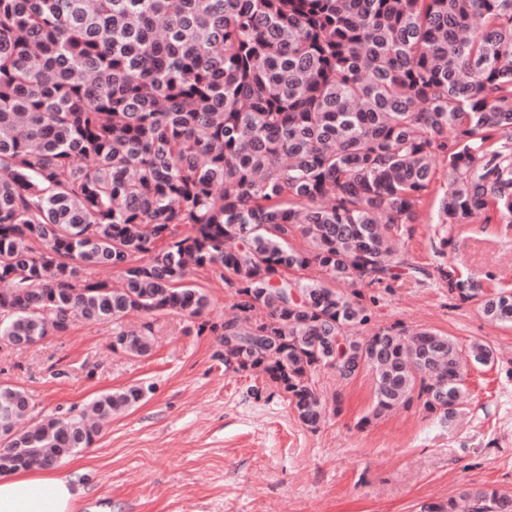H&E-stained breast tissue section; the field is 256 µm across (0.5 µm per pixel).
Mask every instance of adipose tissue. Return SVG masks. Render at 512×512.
Listing matches in <instances>:
<instances>
[{"mask_svg": "<svg viewBox=\"0 0 512 512\" xmlns=\"http://www.w3.org/2000/svg\"><path fill=\"white\" fill-rule=\"evenodd\" d=\"M75 477L56 471L0 474V512H77Z\"/></svg>", "mask_w": 512, "mask_h": 512, "instance_id": "adipose-tissue-1", "label": "adipose tissue"}]
</instances>
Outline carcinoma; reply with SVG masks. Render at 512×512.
<instances>
[{
    "label": "carcinoma",
    "mask_w": 512,
    "mask_h": 512,
    "mask_svg": "<svg viewBox=\"0 0 512 512\" xmlns=\"http://www.w3.org/2000/svg\"><path fill=\"white\" fill-rule=\"evenodd\" d=\"M441 160V223L492 210L512 224V0H0V343L175 311L311 428L321 367L370 374L374 417L417 397L449 420L459 344L367 336L362 294L335 287L399 276L397 232ZM312 266L327 280L305 278ZM102 268L121 286L87 276ZM202 268L229 274L243 320L202 319ZM448 290L478 297L451 274ZM481 305L512 325L511 289ZM152 349L113 333L115 352ZM468 354L494 358L479 341ZM151 390L27 425V394L0 384V458L61 464ZM420 512H512V497L464 485Z\"/></svg>",
    "instance_id": "1"
}]
</instances>
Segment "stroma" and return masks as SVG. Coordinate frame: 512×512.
Masks as SVG:
<instances>
[{"label": "stroma", "instance_id": "stroma-1", "mask_svg": "<svg viewBox=\"0 0 512 512\" xmlns=\"http://www.w3.org/2000/svg\"><path fill=\"white\" fill-rule=\"evenodd\" d=\"M447 188L442 164L417 222L398 232L419 275L361 292L375 300L372 328L428 329L494 349L490 364L469 366L468 398L452 420L416 400L361 425L373 405L371 376L323 368L313 382L326 415L310 429L279 388L225 366L215 336L170 311L125 319L129 330L150 326L147 357L112 351L108 323L76 321L30 349L0 343V384L26 392L36 421L104 391L153 387L61 464L83 490L78 512H419L465 484L512 496V327L449 292L443 276L454 269L485 295L512 288V224L494 214L441 223ZM190 282L207 297L205 319L234 315L237 290L218 272L197 271Z\"/></svg>", "mask_w": 512, "mask_h": 512}]
</instances>
